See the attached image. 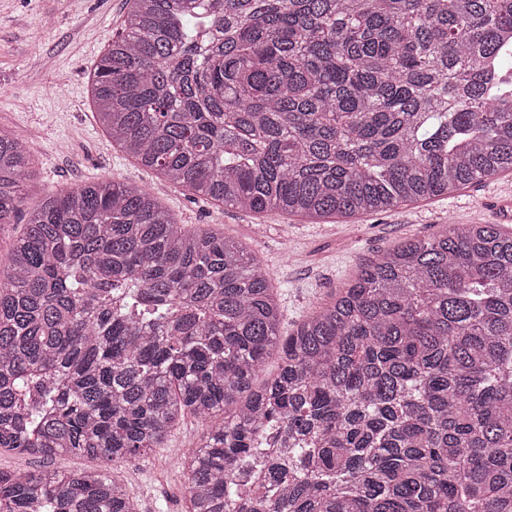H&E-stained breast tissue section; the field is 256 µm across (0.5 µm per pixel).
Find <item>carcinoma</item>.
I'll list each match as a JSON object with an SVG mask.
<instances>
[{"label": "carcinoma", "instance_id": "carcinoma-1", "mask_svg": "<svg viewBox=\"0 0 512 512\" xmlns=\"http://www.w3.org/2000/svg\"><path fill=\"white\" fill-rule=\"evenodd\" d=\"M125 4L97 115L216 206L313 222L512 171V0ZM35 167L0 128V228ZM283 317L251 249L143 187L48 196L0 278V449L126 464L191 416L186 512H512V232L447 224ZM0 512L136 506L44 467L0 469Z\"/></svg>", "mask_w": 512, "mask_h": 512}]
</instances>
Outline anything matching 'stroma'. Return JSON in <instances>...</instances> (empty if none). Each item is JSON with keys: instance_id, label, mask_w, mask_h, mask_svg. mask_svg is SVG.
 I'll list each match as a JSON object with an SVG mask.
<instances>
[{"instance_id": "stroma-1", "label": "stroma", "mask_w": 512, "mask_h": 512, "mask_svg": "<svg viewBox=\"0 0 512 512\" xmlns=\"http://www.w3.org/2000/svg\"><path fill=\"white\" fill-rule=\"evenodd\" d=\"M125 12V0H0V127L24 140L37 160V174L24 187L26 204L104 179L144 187L181 224L217 229L256 254L279 292L282 333L329 301L359 264L402 240L433 236L450 222L489 223L483 201L493 189L512 187L509 172L448 196L325 224L188 197L113 146L88 94V75L121 32ZM206 432L186 418L164 447L123 466V483L139 512H185L181 464ZM45 466L71 472L102 470L106 464L70 454L44 461L0 453L1 469L28 472Z\"/></svg>"}]
</instances>
